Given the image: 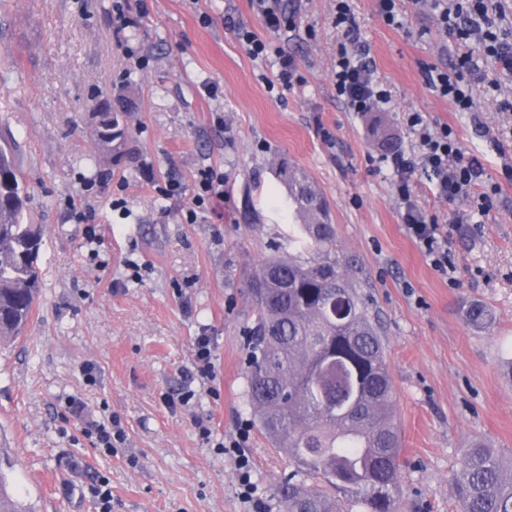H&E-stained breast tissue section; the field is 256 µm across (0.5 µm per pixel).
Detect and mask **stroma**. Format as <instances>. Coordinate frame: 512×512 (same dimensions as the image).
<instances>
[{"mask_svg": "<svg viewBox=\"0 0 512 512\" xmlns=\"http://www.w3.org/2000/svg\"><path fill=\"white\" fill-rule=\"evenodd\" d=\"M135 26L113 27V0H0V146L14 147L43 229L44 286L21 337L0 346V455L10 490L35 512H96L89 487L109 477L112 512H245L237 454L249 458L268 512L292 469L288 452L258 429L243 398L250 302L244 288L257 260L297 233L275 176L285 157L326 198L339 251L381 322L400 429L403 512H459L452 481L461 449L478 438L512 456V76L482 43L458 44L441 30L429 0H403L405 25H386L378 0H350L389 103L350 111L332 73L342 37L336 0H282L288 31H268L248 0H128ZM247 27L272 54L252 58ZM128 39L149 58L139 67L119 47ZM471 53L475 109L456 111L427 84L428 69H453ZM303 85L269 89L280 57ZM131 86V145L141 165L95 168L88 114L97 96ZM419 112L448 125L465 156L496 188L490 210L438 200L423 174L419 204L448 227L456 271H434L407 235L380 133L395 151L418 148L404 121ZM223 171L224 197L187 224L184 199L158 191L177 178L192 192L197 170ZM96 182L84 197L80 178ZM125 191H118V181ZM124 197L125 208L111 201ZM90 212L99 268L84 225L68 203ZM142 279L129 281L127 261ZM473 302L491 310L487 327L466 323ZM210 337L213 378L194 368L197 337ZM95 379L87 381L85 369ZM192 392L187 405L168 401ZM118 417L126 440L104 454L82 430ZM240 448H231L232 440Z\"/></svg>", "mask_w": 512, "mask_h": 512, "instance_id": "stroma-1", "label": "stroma"}]
</instances>
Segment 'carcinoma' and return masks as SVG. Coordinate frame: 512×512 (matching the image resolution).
Instances as JSON below:
<instances>
[{
	"label": "carcinoma",
	"mask_w": 512,
	"mask_h": 512,
	"mask_svg": "<svg viewBox=\"0 0 512 512\" xmlns=\"http://www.w3.org/2000/svg\"><path fill=\"white\" fill-rule=\"evenodd\" d=\"M135 108L136 92L120 89L112 111L92 113L99 154L114 166L139 163L127 123ZM275 173L288 188V211L304 224L298 253L266 255L247 274L245 396L265 436L292 461L278 502L282 512H346L354 504L398 512L400 432L375 314L337 248L323 195L284 157ZM27 198L15 154L0 146V342L19 335L41 288V228L29 223ZM453 491L460 512H512V459L469 443ZM0 512H30L1 468Z\"/></svg>",
	"instance_id": "carcinoma-1"
}]
</instances>
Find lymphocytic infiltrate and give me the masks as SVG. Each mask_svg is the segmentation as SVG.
Returning <instances> with one entry per match:
<instances>
[{
  "label": "lymphocytic infiltrate",
  "mask_w": 512,
  "mask_h": 512,
  "mask_svg": "<svg viewBox=\"0 0 512 512\" xmlns=\"http://www.w3.org/2000/svg\"><path fill=\"white\" fill-rule=\"evenodd\" d=\"M435 6L443 29L464 41L474 35L481 36L488 56L500 70L512 74V42L493 33V23L484 8L463 7L461 0H435ZM335 25L343 36L333 72L337 98L353 112H367L388 102V91L375 74L370 50L360 42L359 28L348 0H336ZM407 121L419 137V149L409 154H394L389 160L395 175V192L403 209L402 221L407 234L431 266L449 277L455 268L448 258V235L434 217L415 204L410 183L412 175L419 170L427 173L434 183L436 196L449 202L471 200L479 210L486 211L492 200L487 193L479 192L482 168L475 159L464 157L451 127L431 128L419 112L409 113ZM223 197V172L211 166L201 168L191 201L182 210L183 220L195 223L201 211Z\"/></svg>",
  "instance_id": "f902f5d3"
}]
</instances>
